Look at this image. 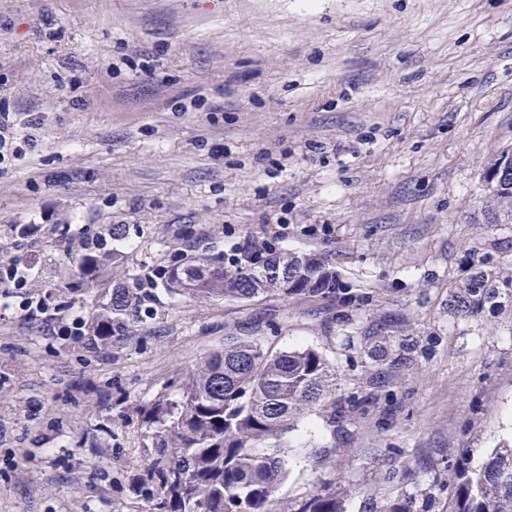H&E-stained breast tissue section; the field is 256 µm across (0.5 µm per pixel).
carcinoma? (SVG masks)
Segmentation results:
<instances>
[{
	"instance_id": "1",
	"label": "carcinoma",
	"mask_w": 512,
	"mask_h": 512,
	"mask_svg": "<svg viewBox=\"0 0 512 512\" xmlns=\"http://www.w3.org/2000/svg\"><path fill=\"white\" fill-rule=\"evenodd\" d=\"M495 177L485 215L512 223V171L498 157L486 169ZM281 253L267 250L254 263L230 268L222 256H198L137 275L105 291L87 319L85 345L109 347L153 318L158 285L169 295L222 298L240 303L269 296L334 298L338 276L313 253L288 255L285 275L275 269ZM120 252L93 243L76 265L86 287L119 266ZM512 306V275L502 277L473 265L455 285L448 309L459 315ZM336 370L314 348L270 352L252 336H231L224 349L207 355L177 391L145 409L149 427L147 482L157 490L161 512H265L286 473L288 434L310 412H319L343 432L345 410L336 399ZM450 512H512V446L491 449L483 464H464ZM305 512H341L336 491L315 495Z\"/></svg>"
}]
</instances>
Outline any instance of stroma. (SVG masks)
I'll return each instance as SVG.
<instances>
[{"label": "stroma", "mask_w": 512, "mask_h": 512, "mask_svg": "<svg viewBox=\"0 0 512 512\" xmlns=\"http://www.w3.org/2000/svg\"><path fill=\"white\" fill-rule=\"evenodd\" d=\"M2 112L0 261L33 270L0 309V512H157L142 410L242 329L368 399L342 434L299 422L269 512L329 490L448 512L454 462L512 441V309L448 310L467 265L512 274V224L481 215L512 151V0H0ZM115 224L124 274L265 240L320 254L340 293L166 296L88 350L61 331L112 280L72 271Z\"/></svg>", "instance_id": "stroma-1"}]
</instances>
